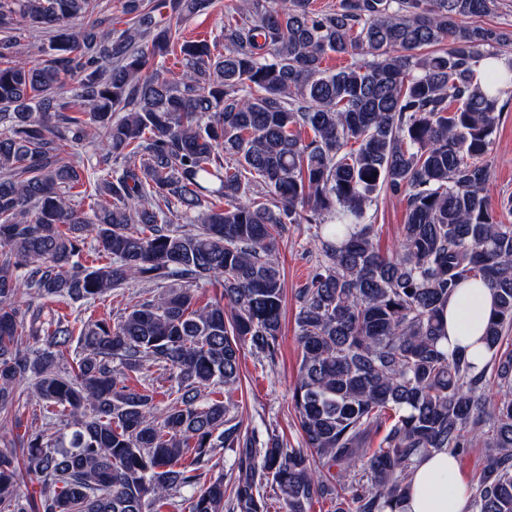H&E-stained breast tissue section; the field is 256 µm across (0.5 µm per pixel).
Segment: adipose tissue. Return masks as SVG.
<instances>
[{
  "instance_id": "adipose-tissue-1",
  "label": "adipose tissue",
  "mask_w": 512,
  "mask_h": 512,
  "mask_svg": "<svg viewBox=\"0 0 512 512\" xmlns=\"http://www.w3.org/2000/svg\"><path fill=\"white\" fill-rule=\"evenodd\" d=\"M494 308V296L484 282L464 284L450 295L441 314L450 345L490 354L481 342ZM410 490L404 512H471L470 490L462 479L456 458L446 451H432L416 464L409 477Z\"/></svg>"
}]
</instances>
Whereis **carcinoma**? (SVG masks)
<instances>
[{
    "instance_id": "carcinoma-1",
    "label": "carcinoma",
    "mask_w": 512,
    "mask_h": 512,
    "mask_svg": "<svg viewBox=\"0 0 512 512\" xmlns=\"http://www.w3.org/2000/svg\"><path fill=\"white\" fill-rule=\"evenodd\" d=\"M101 2L0 0V424L43 409L0 450V512H163L184 490L188 512H402L420 457L478 443L472 512H512V224L481 162L512 61L473 83L508 37L460 24L496 0H240L218 54L181 30L214 0H121L122 27ZM21 24L48 42L39 66ZM331 55L351 62L330 71ZM382 194L406 203L388 255ZM290 224L314 227L319 255L296 292L299 448L242 428L233 400L242 350L279 348ZM88 238L107 262H83ZM477 279L495 294L481 368L441 344V304ZM168 281L78 332L35 303ZM153 368L175 382L164 405L129 384ZM223 451L227 486L204 479Z\"/></svg>"
}]
</instances>
